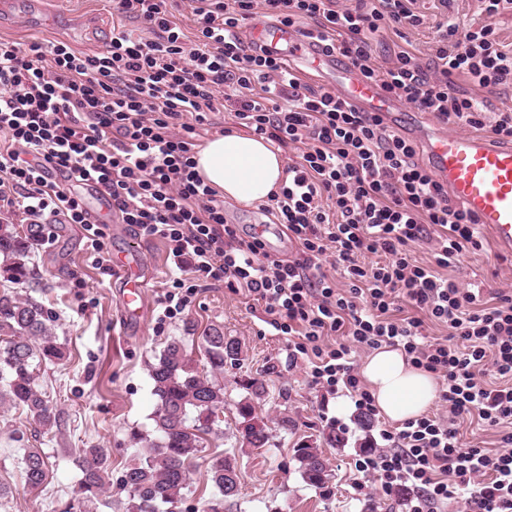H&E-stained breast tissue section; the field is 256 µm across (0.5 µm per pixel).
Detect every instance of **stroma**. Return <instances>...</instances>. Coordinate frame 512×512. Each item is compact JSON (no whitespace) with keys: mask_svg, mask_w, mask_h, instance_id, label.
I'll use <instances>...</instances> for the list:
<instances>
[{"mask_svg":"<svg viewBox=\"0 0 512 512\" xmlns=\"http://www.w3.org/2000/svg\"><path fill=\"white\" fill-rule=\"evenodd\" d=\"M417 9L425 16L424 25L405 29L400 37L387 34L375 46L380 59L389 58L403 43L428 61L437 24L449 21L465 29L481 21L477 0H448L444 11L433 0H418ZM116 24L144 38L152 36L144 25L113 16L110 0H18L15 9L0 15V40L25 45L62 40L76 51L93 54L109 43ZM104 231L112 254L131 248L142 259L150 277L145 314L135 325L124 320L120 284L93 266L80 225L65 223L60 216L41 225L31 274L17 289L45 307L66 358L40 363L35 372L56 414L52 430L31 425L19 411L0 412V488L5 491L0 512H66L78 503V458L84 448L103 449L112 471L94 512H124L128 492L120 482L122 472L138 438L153 435L151 366L163 347L178 338L192 364L206 368L204 337L213 327L238 340L241 355L218 377L224 386L223 421L206 435L190 467L191 485L179 512H202L211 494L209 464L219 455L234 457L242 474L240 494L226 512H363L371 500L380 503L379 512H399L394 497L383 494L375 482L356 487L362 454L355 442L364 433L355 423L357 411L349 393L315 387L308 365L289 361L287 337L267 324L253 295L231 291L220 282L197 288L184 318L156 331L157 296L168 272L165 242L137 238L115 218ZM477 235L481 248L463 252L445 276L484 293L512 286V253L500 251L485 229ZM253 377L265 381L266 394L256 412L272 432L270 448L259 451L242 446L237 433L242 383ZM283 417L292 420L290 430L281 429ZM332 423L345 430L349 443L341 448L321 445L331 474L330 490L323 493L303 482L293 448L298 441L319 439ZM33 448L52 463L47 482L37 489L27 486L23 473V455Z\"/></svg>","mask_w":512,"mask_h":512,"instance_id":"stroma-1","label":"stroma"}]
</instances>
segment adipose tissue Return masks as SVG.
<instances>
[{
    "mask_svg": "<svg viewBox=\"0 0 512 512\" xmlns=\"http://www.w3.org/2000/svg\"><path fill=\"white\" fill-rule=\"evenodd\" d=\"M195 161L206 183L246 206L266 201L285 177L279 150L253 135L232 132L212 137L198 148ZM360 374L379 414L392 422L419 417L438 395L435 377L393 347L373 350L362 362Z\"/></svg>",
    "mask_w": 512,
    "mask_h": 512,
    "instance_id": "1",
    "label": "adipose tissue"
}]
</instances>
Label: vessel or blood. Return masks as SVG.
Segmentation results:
<instances>
[{
  "label": "vessel or blood",
  "mask_w": 512,
  "mask_h": 512,
  "mask_svg": "<svg viewBox=\"0 0 512 512\" xmlns=\"http://www.w3.org/2000/svg\"><path fill=\"white\" fill-rule=\"evenodd\" d=\"M250 33L252 41L271 56L327 71L337 90L366 111L388 121L398 116V108L378 85L364 81L350 63L323 53L288 27L262 20L252 24ZM426 144L432 176L447 185L452 200L486 226L500 247L512 250V146L499 147L479 136L451 133L433 135ZM80 191L90 202L94 217L110 213V199L94 183H83ZM113 270L125 283L126 321L139 320L147 282L140 275L138 254L130 249L121 252Z\"/></svg>",
  "instance_id": "b4317fda"
}]
</instances>
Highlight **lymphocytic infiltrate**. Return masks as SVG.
<instances>
[{
  "label": "lymphocytic infiltrate",
  "instance_id": "lymphocytic-infiltrate-1",
  "mask_svg": "<svg viewBox=\"0 0 512 512\" xmlns=\"http://www.w3.org/2000/svg\"><path fill=\"white\" fill-rule=\"evenodd\" d=\"M417 0H112V11L149 25L154 39L117 28L101 52L68 43L0 42V223L63 216L109 270L102 222L76 185L93 181L112 212L142 239H161L176 271L158 297L157 329L181 318L196 288L221 282L265 305L288 339V356L311 366L314 384L347 391L375 416L352 361L357 348L403 350L441 382L446 414H425L379 432L359 471L384 494L407 491L404 512H437L451 499L466 512H512V290L490 299L442 276L479 248L476 222L415 160L413 141L335 90L302 81L288 61L243 41L256 11L348 59L393 100L442 124L512 142V113L489 118L476 91L512 83V48L495 20L512 0H479L486 21L440 24L432 66L401 48L379 61L373 43L424 21ZM185 4L195 32L175 20ZM461 74L472 92L457 90ZM227 113L233 127L295 153L262 209L286 227L295 256L269 253L228 221L218 192L196 172L200 131ZM434 244V261L413 245ZM414 314L397 317L399 305ZM443 326L428 339L426 322ZM335 344H327V337ZM477 416L503 430V450L467 448L449 417Z\"/></svg>",
  "mask_w": 512,
  "mask_h": 512
}]
</instances>
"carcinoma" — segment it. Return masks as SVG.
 <instances>
[{"mask_svg": "<svg viewBox=\"0 0 512 512\" xmlns=\"http://www.w3.org/2000/svg\"><path fill=\"white\" fill-rule=\"evenodd\" d=\"M36 224L20 233L12 224H0V279L20 284L30 275V253L37 244ZM210 372L197 371L179 340L167 343L151 366L152 393L156 399V439L134 449L121 482L128 490L126 512H176L190 488V465L201 451L203 435L212 431L224 409V386L213 373L224 364L238 361L239 343L217 329L204 336ZM64 357L53 336L50 317L41 303L20 297L12 288L0 290V408L21 411L26 418L50 429L56 416L38 389L35 359L53 362ZM247 396L237 403L241 443L260 450L269 445L267 424L256 414V404L265 393L256 378L242 384ZM295 460L304 482L327 491L330 473L317 442L296 444ZM49 457L32 450L23 456L26 484L41 487L49 474ZM79 488L87 502L99 496L108 484L110 467L100 448H83L79 456ZM209 480L212 495L204 512H224V503L240 494L241 473L235 460L218 456L211 460Z\"/></svg>", "mask_w": 512, "mask_h": 512, "instance_id": "cac0c4a2", "label": "carcinoma"}]
</instances>
